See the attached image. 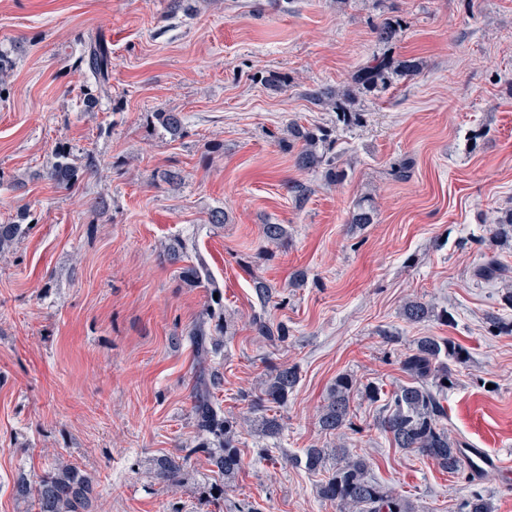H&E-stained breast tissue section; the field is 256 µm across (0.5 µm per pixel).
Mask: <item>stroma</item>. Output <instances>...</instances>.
Instances as JSON below:
<instances>
[{
  "label": "stroma",
  "mask_w": 512,
  "mask_h": 512,
  "mask_svg": "<svg viewBox=\"0 0 512 512\" xmlns=\"http://www.w3.org/2000/svg\"><path fill=\"white\" fill-rule=\"evenodd\" d=\"M167 4L0 0V52L12 63L0 95V223L35 221L0 256V512H32L17 479L59 459L90 478L96 512H337L300 462L332 442L317 423L327 390L348 373L392 392L406 381L400 359L425 335L469 350L453 368L447 427L493 466L469 483L395 448L375 426L380 404L365 400L348 447L421 512H457L475 492L492 512H512V336L484 323L512 309L499 283L474 276L512 208V0H189L174 18ZM386 18L404 25L394 55L423 69L364 98L361 126L337 133L346 177L328 184L277 139L294 120L334 125L335 111L306 92L346 85L380 53L372 27ZM90 32L112 46V97L91 109L78 62ZM272 71L288 77L275 91L263 82ZM161 111L181 113L184 137L154 126ZM59 142L97 160L70 191L43 177ZM169 169L183 171L179 187L162 180ZM295 180L312 188L300 209ZM362 198L374 222L353 233ZM215 206L230 216L224 227L207 222ZM266 224L290 232L271 257L259 250ZM177 238L205 260L232 315L211 361L225 414L245 411L269 365L300 374L279 409L281 437L240 434L245 465L220 510L203 494L223 480L207 453L192 454L174 484L154 467L194 444L184 330L209 301L164 259ZM297 269L307 283L289 287ZM256 275L279 298L268 318L288 329L275 346L250 325L262 309ZM410 297L450 310L453 323L408 324Z\"/></svg>",
  "instance_id": "obj_1"
}]
</instances>
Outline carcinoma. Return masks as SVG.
I'll return each mask as SVG.
<instances>
[{"mask_svg":"<svg viewBox=\"0 0 512 512\" xmlns=\"http://www.w3.org/2000/svg\"><path fill=\"white\" fill-rule=\"evenodd\" d=\"M403 23L398 19H386L373 28L375 41L392 46L399 41ZM80 63L85 69L89 85L86 86V105L112 98V48L99 34L84 39ZM422 63L414 58L384 55L372 59L351 76V82L342 88H315L309 93L317 105L336 109V124L346 128L362 123L363 112L360 98L367 93L384 89L393 82L416 75ZM155 119L171 138L185 134L183 119L177 112H157ZM283 144L290 150L297 149L295 165L302 171H323L330 182L336 183L343 171L336 166V129L323 126L305 127L299 123L288 125V138ZM92 161L83 167L73 159L68 145L61 143L53 150V161L44 177L56 186L70 189L79 181L80 170H91ZM295 206L308 200L311 188L304 182L295 181L288 186ZM373 222L370 204L357 203L350 212L349 224L357 229ZM31 229L29 224L10 222L0 224V255L12 247ZM263 240L268 244L284 245L288 242V225L265 224ZM490 235L501 247L512 245V209L502 213L490 229ZM187 244L177 240L166 247V258L179 266L178 278L188 286L207 283L211 293L205 312L189 327L188 336L195 352L196 371L191 392L190 415L197 434V444L187 449L184 456H165L156 460L159 478L174 482L189 455L201 449L210 451L211 462L224 475V484L209 489L214 501L224 499V491L235 480L243 467L239 444L240 428L244 424L254 427L263 438H277L284 430L281 417L268 414L270 408L283 406L298 383V371L294 366L272 365L261 381L259 394L251 400L248 411L239 416L224 415L217 393L223 378L212 369L211 355L224 348V335L228 329V316L224 313V300L219 287L210 280L208 269L201 258L185 263ZM506 267L496 254L487 256L474 273L484 282L506 280ZM252 288L262 305L271 302L273 288L261 277H252ZM403 319L410 324L432 320L450 324L453 317L448 310H439L429 301L418 297L408 299L401 307ZM489 332L495 336L512 335V321L498 315L486 316ZM251 325L255 335L275 344L287 336V328L273 324L261 316H253ZM469 351L462 345L435 336H420L400 360L407 382L398 386L388 396L375 421L376 427L385 433L391 443L405 451L415 452L432 460L441 470L459 476L469 482L476 480L471 455L462 440L451 436L446 426L448 410L444 405L449 383L453 382L450 365L465 364ZM382 389L364 383L350 374H340L331 385L318 415L322 432L340 436L349 429L360 432L355 423L354 403L358 399L376 402ZM304 466L311 472L328 471L330 475L317 488V495L336 504L337 512H416L412 499L376 481L369 474L367 458L354 454L343 444L330 448H308L304 453ZM15 495L31 500L34 512H89L91 486L78 469L58 461L52 469L29 480L22 476L15 483ZM459 512H492L490 503L479 494L468 498Z\"/></svg>","mask_w":512,"mask_h":512,"instance_id":"obj_1","label":"carcinoma"}]
</instances>
